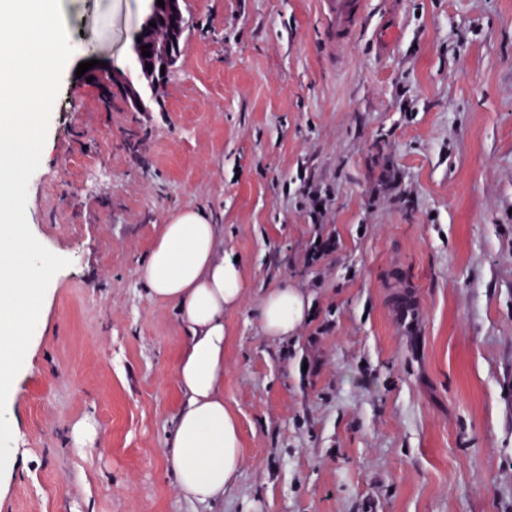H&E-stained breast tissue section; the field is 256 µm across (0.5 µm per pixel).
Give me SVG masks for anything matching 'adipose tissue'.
Listing matches in <instances>:
<instances>
[{
    "instance_id": "adipose-tissue-1",
    "label": "adipose tissue",
    "mask_w": 512,
    "mask_h": 512,
    "mask_svg": "<svg viewBox=\"0 0 512 512\" xmlns=\"http://www.w3.org/2000/svg\"><path fill=\"white\" fill-rule=\"evenodd\" d=\"M141 274L150 298L175 305L188 333L176 368L183 401L167 460L187 500L214 503L223 499L240 463L237 424L224 406V314L240 303L241 266L225 254L212 217L185 207L164 225ZM309 305L291 285L270 289L260 308L264 332L294 335Z\"/></svg>"
}]
</instances>
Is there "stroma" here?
<instances>
[{
  "label": "stroma",
  "instance_id": "35a3bbf8",
  "mask_svg": "<svg viewBox=\"0 0 512 512\" xmlns=\"http://www.w3.org/2000/svg\"><path fill=\"white\" fill-rule=\"evenodd\" d=\"M366 2L340 53L321 0H183L179 61L136 112L75 72L128 69L149 0H70L88 50L26 204L70 265L13 381L0 512H512V0ZM187 206L243 273L241 461L209 506L167 461L179 312L138 273ZM319 234L338 244L311 266ZM284 282L310 300L289 339L258 317ZM83 421L97 436L73 444Z\"/></svg>",
  "mask_w": 512,
  "mask_h": 512
}]
</instances>
